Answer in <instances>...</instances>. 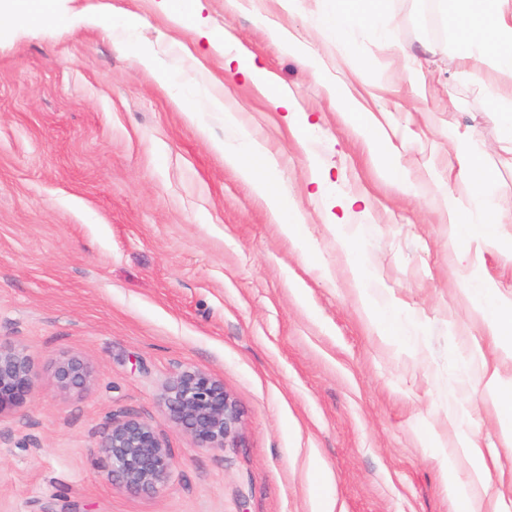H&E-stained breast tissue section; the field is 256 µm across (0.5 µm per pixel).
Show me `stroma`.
<instances>
[{"instance_id": "obj_1", "label": "stroma", "mask_w": 512, "mask_h": 512, "mask_svg": "<svg viewBox=\"0 0 512 512\" xmlns=\"http://www.w3.org/2000/svg\"><path fill=\"white\" fill-rule=\"evenodd\" d=\"M224 2L0 0V349L24 351L32 379L26 401L0 412V512H456L448 483L468 479L465 434L498 459L487 493L510 487L512 512V446L482 371L494 363L512 379V340L491 342L468 293L482 278L512 301V256L452 239L434 183L453 127L512 188L498 149L511 131L490 96L512 90V72L462 63L452 0H384L385 43L356 32L341 50L311 27L321 0L299 12L259 0L315 70ZM227 35L267 69L268 96L210 51ZM144 51L169 83L139 65ZM338 80L391 130L387 158L418 195L383 179L337 120ZM208 81L280 158L306 245L215 151L220 117L193 122L177 105L178 87ZM282 91L310 125L307 144L268 100ZM315 166L330 177L321 200L308 196ZM357 194L368 212L345 214L340 200ZM331 214L358 226L409 345L363 314ZM70 359L86 370L81 387L56 377ZM186 371L222 382L234 403L226 448L197 447L168 418L166 388ZM127 416L151 423L175 462L150 494L118 485L100 446Z\"/></svg>"}]
</instances>
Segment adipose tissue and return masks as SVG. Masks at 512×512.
I'll return each instance as SVG.
<instances>
[{"label":"adipose tissue","instance_id":"1","mask_svg":"<svg viewBox=\"0 0 512 512\" xmlns=\"http://www.w3.org/2000/svg\"><path fill=\"white\" fill-rule=\"evenodd\" d=\"M323 8L316 20L324 39L337 46H345L351 32L361 31L371 39L381 38L383 29L378 11L360 12L355 0H322ZM485 0H456V17L463 31L459 44L469 59L491 61L499 68L512 71V10H506L507 0H495L494 11H487ZM331 96L336 103L339 120L350 126L361 141L371 163L387 181L398 186L408 195L415 194L416 187L407 171L397 164L385 160L382 149L390 140L388 132L370 112L360 107L349 106L351 97L345 83H337ZM186 115L197 119L200 113L216 112L230 131L229 139L217 142L216 150L224 155V162L238 175L250 183L255 194L264 201L280 232L289 240L301 241V226L304 216L288 199L275 181L279 169L276 156L269 153L264 143L255 138L241 120L239 112L224 100L222 93L205 86H196L181 94ZM454 149V162L449 169L455 183L470 191L473 205L461 210L457 198L449 192L446 184H439L443 211L454 235L474 239L512 253V239L504 237L502 227L512 224V215H506L497 198L501 193L492 182L483 165L484 151L449 136ZM336 236L342 244L347 263L355 275L357 298L360 307L384 338L406 344L405 331L400 311L392 299L378 300L374 296L373 281L361 271L363 253L359 247L357 233L347 232L343 224H336ZM470 297L479 310L489 335L503 338L512 335V302L500 300L491 282H483L473 288ZM460 456L470 466L468 482L459 484L456 498L476 502L485 492L489 469L480 450L479 443L469 437L461 438L458 448Z\"/></svg>","mask_w":512,"mask_h":512}]
</instances>
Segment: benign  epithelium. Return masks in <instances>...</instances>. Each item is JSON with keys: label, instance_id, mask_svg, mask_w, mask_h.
Returning <instances> with one entry per match:
<instances>
[{"label": "benign epithelium", "instance_id": "1", "mask_svg": "<svg viewBox=\"0 0 512 512\" xmlns=\"http://www.w3.org/2000/svg\"><path fill=\"white\" fill-rule=\"evenodd\" d=\"M57 377L64 387L83 385V365L62 363ZM29 361L21 350H0V412L22 404L30 391ZM168 417L185 429L200 448L222 449L238 423L224 384L199 371H186L167 387ZM100 447L110 460L112 476L126 490L146 493L165 484L174 462L153 425L137 417L112 421Z\"/></svg>", "mask_w": 512, "mask_h": 512}]
</instances>
